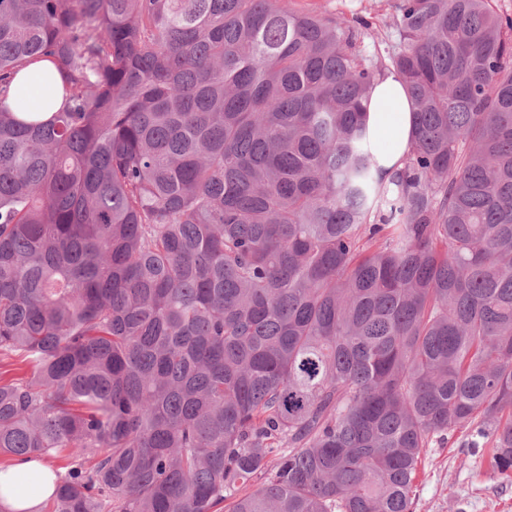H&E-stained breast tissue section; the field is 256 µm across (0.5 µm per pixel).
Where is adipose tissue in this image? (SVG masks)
Returning <instances> with one entry per match:
<instances>
[{
	"instance_id": "1",
	"label": "adipose tissue",
	"mask_w": 512,
	"mask_h": 512,
	"mask_svg": "<svg viewBox=\"0 0 512 512\" xmlns=\"http://www.w3.org/2000/svg\"><path fill=\"white\" fill-rule=\"evenodd\" d=\"M64 94V80L48 61L24 64L12 81L10 103L17 112L47 114L56 111ZM366 123L377 148L382 176L402 167L413 135V114L405 87L394 76L378 83L368 106ZM43 481L31 491L26 481L31 474ZM56 476L39 460H18L0 470V512H40L41 503L53 489Z\"/></svg>"
}]
</instances>
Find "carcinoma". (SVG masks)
<instances>
[{
    "instance_id": "1",
    "label": "carcinoma",
    "mask_w": 512,
    "mask_h": 512,
    "mask_svg": "<svg viewBox=\"0 0 512 512\" xmlns=\"http://www.w3.org/2000/svg\"><path fill=\"white\" fill-rule=\"evenodd\" d=\"M395 10L369 52L278 0H0V456L68 451L48 512H414L458 432L512 477V17ZM64 80L49 61L24 64L12 81L10 103L15 112H55L62 103ZM366 123L377 147V164L385 180L403 166L413 135V114L405 87L393 75L378 83L368 106Z\"/></svg>"
}]
</instances>
